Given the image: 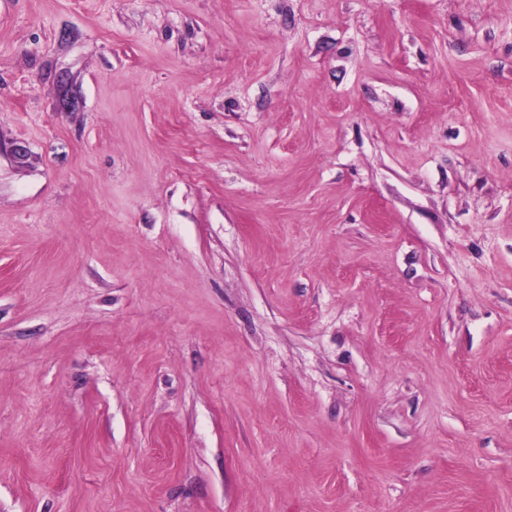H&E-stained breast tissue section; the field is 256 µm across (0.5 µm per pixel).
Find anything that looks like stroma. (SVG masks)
<instances>
[{"mask_svg": "<svg viewBox=\"0 0 512 512\" xmlns=\"http://www.w3.org/2000/svg\"><path fill=\"white\" fill-rule=\"evenodd\" d=\"M0 512H512V0H0Z\"/></svg>", "mask_w": 512, "mask_h": 512, "instance_id": "stroma-1", "label": "stroma"}]
</instances>
